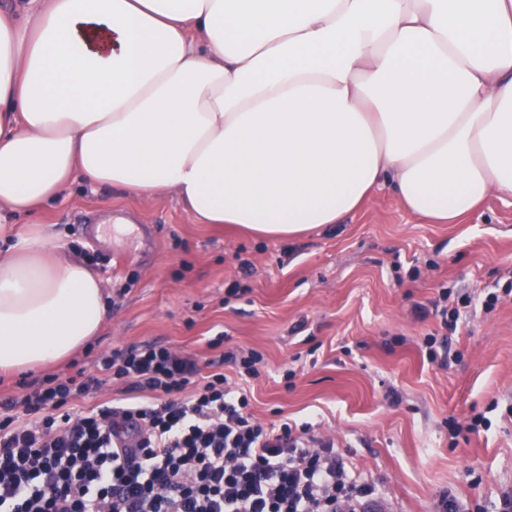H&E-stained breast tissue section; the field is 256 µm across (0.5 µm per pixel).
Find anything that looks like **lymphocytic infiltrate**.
Masks as SVG:
<instances>
[{"mask_svg":"<svg viewBox=\"0 0 512 512\" xmlns=\"http://www.w3.org/2000/svg\"><path fill=\"white\" fill-rule=\"evenodd\" d=\"M144 393L83 413L94 379L32 382L0 418V512H365L375 482L350 478L309 424L262 423L223 372L146 343L99 357Z\"/></svg>","mask_w":512,"mask_h":512,"instance_id":"1","label":"lymphocytic infiltrate"}]
</instances>
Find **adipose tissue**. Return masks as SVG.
<instances>
[{
	"instance_id": "adipose-tissue-1",
	"label": "adipose tissue",
	"mask_w": 512,
	"mask_h": 512,
	"mask_svg": "<svg viewBox=\"0 0 512 512\" xmlns=\"http://www.w3.org/2000/svg\"><path fill=\"white\" fill-rule=\"evenodd\" d=\"M258 237L378 189L453 224L512 198V0H0V371L108 315L47 225L74 183Z\"/></svg>"
}]
</instances>
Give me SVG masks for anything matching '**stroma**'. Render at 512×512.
I'll return each instance as SVG.
<instances>
[{
	"label": "stroma",
	"mask_w": 512,
	"mask_h": 512,
	"mask_svg": "<svg viewBox=\"0 0 512 512\" xmlns=\"http://www.w3.org/2000/svg\"><path fill=\"white\" fill-rule=\"evenodd\" d=\"M44 221L102 279L111 308L83 352L38 372L99 377L77 410L119 397L97 369L112 350L166 344L202 364L253 349L265 362L247 386L254 416L333 438L389 512H433L444 493L496 512L512 494V205L498 195L430 224L378 190L342 223L269 240L193 223L168 191L77 184ZM444 288L472 302L441 363L425 338L444 335L433 307ZM483 412L489 429L452 435L450 420Z\"/></svg>",
	"instance_id": "stroma-1"
}]
</instances>
